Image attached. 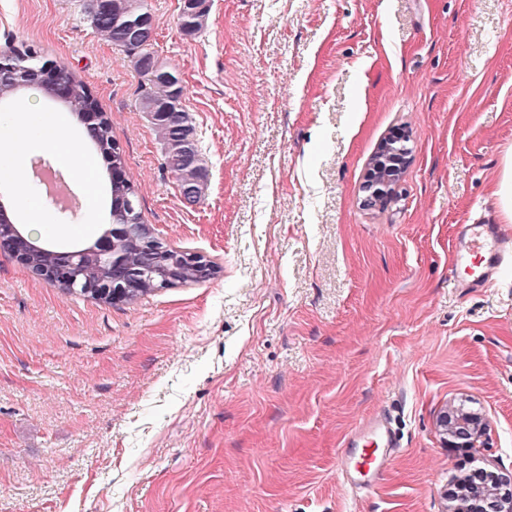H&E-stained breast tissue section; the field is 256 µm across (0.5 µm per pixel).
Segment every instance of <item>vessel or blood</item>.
<instances>
[{"mask_svg":"<svg viewBox=\"0 0 512 512\" xmlns=\"http://www.w3.org/2000/svg\"><path fill=\"white\" fill-rule=\"evenodd\" d=\"M509 257L512 226L507 224L467 225L454 250V264L463 270L466 288L492 285ZM401 448L389 418L378 413L365 419L344 441L336 466L350 487H366L386 472Z\"/></svg>","mask_w":512,"mask_h":512,"instance_id":"1","label":"vessel or blood"}]
</instances>
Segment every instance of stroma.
Segmentation results:
<instances>
[{"mask_svg": "<svg viewBox=\"0 0 512 512\" xmlns=\"http://www.w3.org/2000/svg\"><path fill=\"white\" fill-rule=\"evenodd\" d=\"M84 2L0 0V54L31 46L87 83L154 237L216 271L109 304L0 252V512H448L464 474L512 473V262L481 289L453 271L465 225L504 221L512 0H209L194 36L181 0H147L208 170L193 202ZM24 96L84 144L53 242L93 244L108 163ZM399 129L411 162L363 206ZM447 409L487 420L475 447L450 445ZM377 410L402 450L366 493L336 457Z\"/></svg>", "mask_w": 512, "mask_h": 512, "instance_id": "35a3bbf8", "label": "stroma"}]
</instances>
